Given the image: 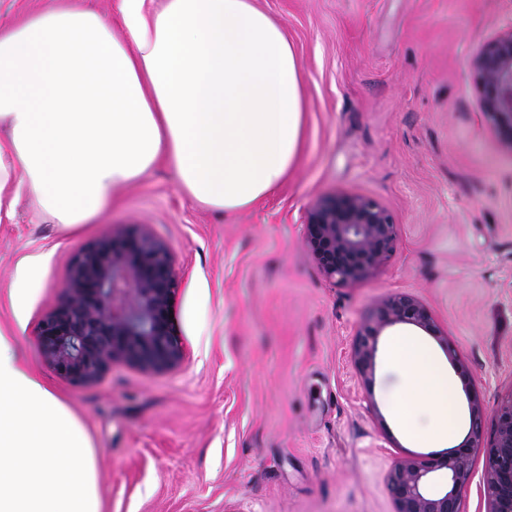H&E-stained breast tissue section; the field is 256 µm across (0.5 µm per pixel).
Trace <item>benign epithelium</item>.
Returning <instances> with one entry per match:
<instances>
[{
    "instance_id": "7a95c632",
    "label": "benign epithelium",
    "mask_w": 512,
    "mask_h": 512,
    "mask_svg": "<svg viewBox=\"0 0 512 512\" xmlns=\"http://www.w3.org/2000/svg\"><path fill=\"white\" fill-rule=\"evenodd\" d=\"M471 68L490 129L512 149V25L478 47ZM305 224L321 270L349 286L378 268L398 240L391 212L358 194L316 201L306 211ZM177 286L174 256L150 233L99 240L72 259L61 302L39 324L44 359L77 385L97 383L115 360L150 371L177 366L183 346L170 320ZM398 324L439 333L427 307L413 295L393 293L377 302L357 328L351 349L355 370L368 388L379 336ZM465 390L469 425L461 444L435 462L405 459L387 471L384 484L393 512H463L479 448L485 453L486 512H512V397L490 414L473 387ZM439 470L446 471V488L433 491V473Z\"/></svg>"
}]
</instances>
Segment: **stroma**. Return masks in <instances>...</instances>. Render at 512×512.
<instances>
[{
  "mask_svg": "<svg viewBox=\"0 0 512 512\" xmlns=\"http://www.w3.org/2000/svg\"><path fill=\"white\" fill-rule=\"evenodd\" d=\"M255 2L293 43L306 95L305 149L277 191L229 220L161 166L75 233L24 198L0 222V326L15 322L16 266L37 259L21 355L91 434L103 512H393L390 466L462 441L412 438L395 418L386 351L399 334L449 340L487 409L512 394V150L489 130L470 67L512 24V0ZM342 193L376 199L398 226L395 251L353 286L324 275L304 226L315 201ZM141 229L176 258L183 358L163 372L117 360L72 384L44 360L39 324L74 255ZM396 292L441 335L384 330L368 389L354 333Z\"/></svg>",
  "mask_w": 512,
  "mask_h": 512,
  "instance_id": "1",
  "label": "stroma"
}]
</instances>
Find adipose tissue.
<instances>
[{
  "instance_id": "1",
  "label": "adipose tissue",
  "mask_w": 512,
  "mask_h": 512,
  "mask_svg": "<svg viewBox=\"0 0 512 512\" xmlns=\"http://www.w3.org/2000/svg\"><path fill=\"white\" fill-rule=\"evenodd\" d=\"M119 12L121 39L78 0L0 29V217L26 196L73 232L161 165L228 217L287 182L306 100L283 27L254 0H120ZM36 271L17 265L15 324L0 327V512H102L90 434L19 353ZM388 361L404 381L401 426L437 445L454 436L459 384L434 350L398 336Z\"/></svg>"
}]
</instances>
